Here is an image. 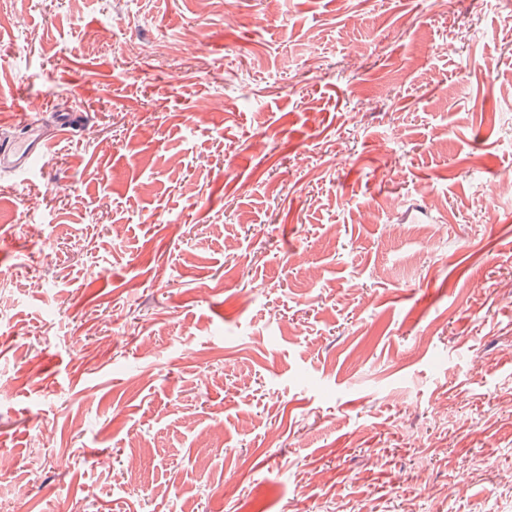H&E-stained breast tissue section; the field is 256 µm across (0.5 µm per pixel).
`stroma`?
I'll list each match as a JSON object with an SVG mask.
<instances>
[{
    "label": "stroma",
    "instance_id": "stroma-1",
    "mask_svg": "<svg viewBox=\"0 0 512 512\" xmlns=\"http://www.w3.org/2000/svg\"><path fill=\"white\" fill-rule=\"evenodd\" d=\"M0 90V503L512 512V8L0 0ZM28 114L23 113L20 124L25 129L29 126ZM50 153V142L37 137L32 128H27L15 140L0 145V163L10 161L17 165L19 173H31L41 167L40 162Z\"/></svg>",
    "mask_w": 512,
    "mask_h": 512
}]
</instances>
